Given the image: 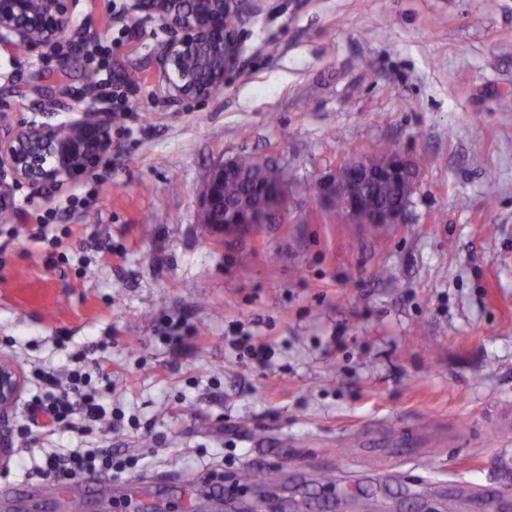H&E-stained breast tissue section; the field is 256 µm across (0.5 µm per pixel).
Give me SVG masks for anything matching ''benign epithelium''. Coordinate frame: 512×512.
Returning <instances> with one entry per match:
<instances>
[{
    "instance_id": "7a95c632",
    "label": "benign epithelium",
    "mask_w": 512,
    "mask_h": 512,
    "mask_svg": "<svg viewBox=\"0 0 512 512\" xmlns=\"http://www.w3.org/2000/svg\"><path fill=\"white\" fill-rule=\"evenodd\" d=\"M257 0H128L126 11L156 18L169 33L163 47L165 73L172 99H207L224 88V75L238 60V29L224 28V12L244 19L257 11ZM79 0H0V49L11 52L18 44L52 46L71 31ZM112 148V114L107 109L84 112L81 118L45 123H13L0 114V219L15 212L19 186L32 193L59 187L94 167L100 155ZM382 178L407 180L418 185L419 167L402 153L385 156L362 154L336 166L322 180L318 200L338 205L340 217L358 223L360 211L372 210L371 224H403L407 209L378 208L354 177L353 169ZM234 159L215 166L205 184L201 223L220 238L238 236L246 229L281 220L288 215L289 199H270L258 206L225 209L224 179L235 174ZM24 379L10 362L0 359V412L11 407L22 391Z\"/></svg>"
}]
</instances>
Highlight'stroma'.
<instances>
[{
    "label": "stroma",
    "instance_id": "stroma-1",
    "mask_svg": "<svg viewBox=\"0 0 512 512\" xmlns=\"http://www.w3.org/2000/svg\"><path fill=\"white\" fill-rule=\"evenodd\" d=\"M126 0H81L54 53L0 50V113L51 123L94 108L108 46L111 168L0 220V358L24 376L0 437L28 423L33 373L96 345L91 383L122 419L92 433L32 427L0 460V512H68L30 492L19 459L120 448L137 465L84 486L86 512H494L512 504V0H260L224 89L173 102L168 33ZM393 143L420 165L405 223L347 224L316 187L349 155ZM277 155L283 223L224 239L200 225L211 170ZM495 187L493 208L484 205ZM52 212L57 245L33 240ZM251 334L267 365L231 347ZM391 457L398 480L351 487ZM278 471L230 499L209 473Z\"/></svg>",
    "mask_w": 512,
    "mask_h": 512
}]
</instances>
